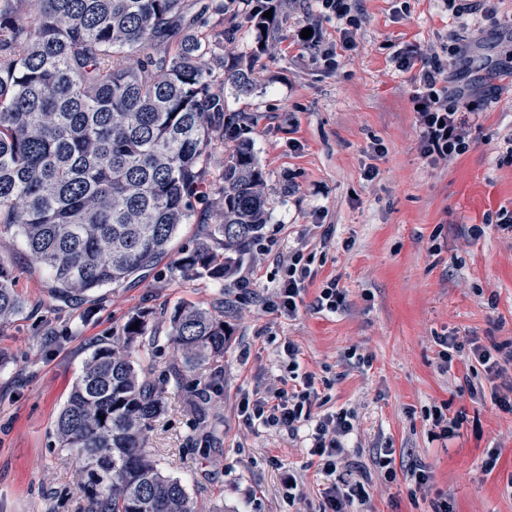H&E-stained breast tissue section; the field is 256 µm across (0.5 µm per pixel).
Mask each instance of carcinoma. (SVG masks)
<instances>
[{
	"instance_id": "obj_1",
	"label": "carcinoma",
	"mask_w": 512,
	"mask_h": 512,
	"mask_svg": "<svg viewBox=\"0 0 512 512\" xmlns=\"http://www.w3.org/2000/svg\"><path fill=\"white\" fill-rule=\"evenodd\" d=\"M187 0H0V234L23 239L47 269L55 298L117 288L170 253L181 226L205 240L173 268L230 279L260 240L267 201L248 142L229 146L211 178V153L232 127L224 81L249 90L252 71L216 54L224 22ZM0 255V326L22 308ZM157 329L132 315L85 360L55 436L78 463L83 512H200L178 477L159 471L146 431L161 412L146 372ZM175 359L161 383L192 379L190 441L208 442L210 401L227 331L224 312L173 309Z\"/></svg>"
}]
</instances>
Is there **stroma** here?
<instances>
[{"label": "stroma", "instance_id": "stroma-1", "mask_svg": "<svg viewBox=\"0 0 512 512\" xmlns=\"http://www.w3.org/2000/svg\"><path fill=\"white\" fill-rule=\"evenodd\" d=\"M234 30L225 56L256 63L248 92L225 84L234 137L250 142L262 168L268 223L258 246L228 281L184 277L170 260L88 300H52L47 271L33 264L20 237L0 236L12 266L21 313L0 326V512H78L69 452L58 448L55 422L84 360L120 334L134 314L154 320L191 303L223 311L228 329L224 391L210 402L213 452L191 449L193 418L186 390L160 388L164 414L148 432L160 468L181 478L203 512H317L334 480L361 479L365 512H512V413L487 393L512 387L479 374L466 384L461 357L441 372L439 337H474L512 356V234L497 225L512 212V44L500 39L512 0H482L457 15L445 0H349L360 25L355 51L341 48L343 21L320 0H276V20L259 34L252 0H214ZM312 28L316 42L301 32ZM466 39V56L451 55ZM439 64L449 91L483 96L468 152L432 161L419 147L412 96L418 69L398 70L407 45ZM377 167L375 179L364 176ZM481 235H473V228ZM306 245L313 280L297 316L262 311L260 299L283 277L280 258ZM337 280L343 309L311 304ZM316 377L317 414L348 410L355 431L327 473L309 454L305 435L245 426L242 393L287 378L279 354L285 339ZM484 389L472 397L470 386ZM465 413L454 437H435L429 410ZM394 451L395 478L378 464ZM500 457L484 463L491 449ZM429 481L417 485L414 467ZM292 471L302 495L288 501L282 474Z\"/></svg>", "mask_w": 512, "mask_h": 512}]
</instances>
